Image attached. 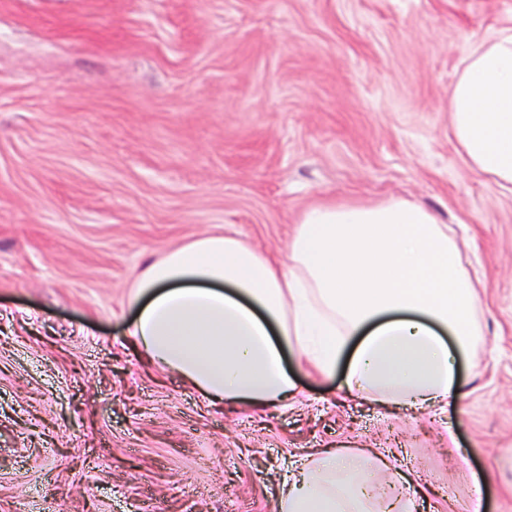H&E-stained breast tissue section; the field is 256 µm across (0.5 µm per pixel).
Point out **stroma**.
Returning a JSON list of instances; mask_svg holds the SVG:
<instances>
[{"instance_id":"stroma-1","label":"stroma","mask_w":512,"mask_h":512,"mask_svg":"<svg viewBox=\"0 0 512 512\" xmlns=\"http://www.w3.org/2000/svg\"><path fill=\"white\" fill-rule=\"evenodd\" d=\"M510 28L512 0H0V512H276L326 448L389 456L413 512H512V193L448 109ZM392 197L479 272L462 410L292 355L301 402L215 401L128 337L160 253L225 233L279 259L314 202Z\"/></svg>"}]
</instances>
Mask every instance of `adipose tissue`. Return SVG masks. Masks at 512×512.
<instances>
[{"label":"adipose tissue","mask_w":512,"mask_h":512,"mask_svg":"<svg viewBox=\"0 0 512 512\" xmlns=\"http://www.w3.org/2000/svg\"><path fill=\"white\" fill-rule=\"evenodd\" d=\"M451 134L473 170L512 192V32L477 42L448 90ZM131 338L207 395L268 407L298 395L285 352L347 395L460 405L459 354L476 334L475 282L447 225L414 202L323 201L300 217L287 262L230 235L152 260L131 294ZM407 472L383 454L328 449L283 483L277 512H411Z\"/></svg>","instance_id":"1"}]
</instances>
